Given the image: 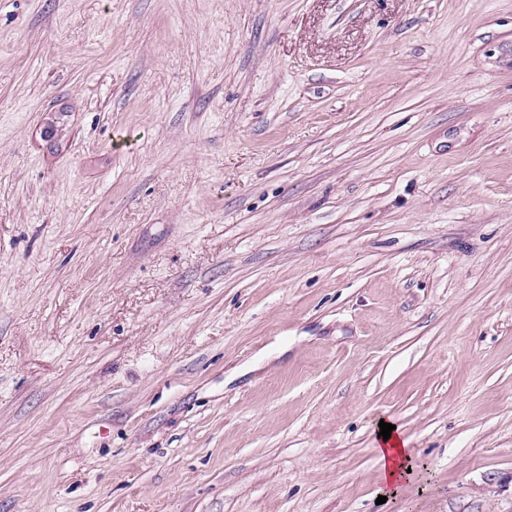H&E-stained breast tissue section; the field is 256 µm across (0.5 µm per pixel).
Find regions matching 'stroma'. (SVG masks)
Segmentation results:
<instances>
[{
    "instance_id": "1",
    "label": "stroma",
    "mask_w": 512,
    "mask_h": 512,
    "mask_svg": "<svg viewBox=\"0 0 512 512\" xmlns=\"http://www.w3.org/2000/svg\"><path fill=\"white\" fill-rule=\"evenodd\" d=\"M0 512H512V0H0ZM379 422L375 430V439L376 453L382 470L380 491L384 496H393L404 482L412 479L415 463L410 448H408L409 440L400 428L392 421L384 419L385 423L396 425V429L392 430L387 441H383V436H378L380 433ZM408 468H411V473H407Z\"/></svg>"
}]
</instances>
